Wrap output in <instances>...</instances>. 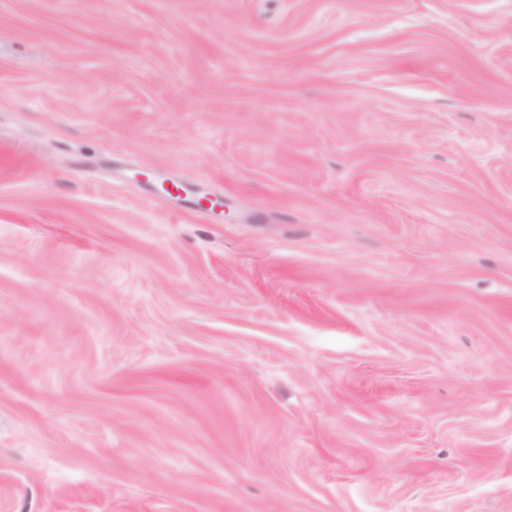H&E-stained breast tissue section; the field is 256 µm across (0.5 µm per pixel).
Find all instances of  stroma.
I'll list each match as a JSON object with an SVG mask.
<instances>
[{
    "mask_svg": "<svg viewBox=\"0 0 512 512\" xmlns=\"http://www.w3.org/2000/svg\"><path fill=\"white\" fill-rule=\"evenodd\" d=\"M0 512H512V0H0Z\"/></svg>",
    "mask_w": 512,
    "mask_h": 512,
    "instance_id": "stroma-1",
    "label": "stroma"
}]
</instances>
